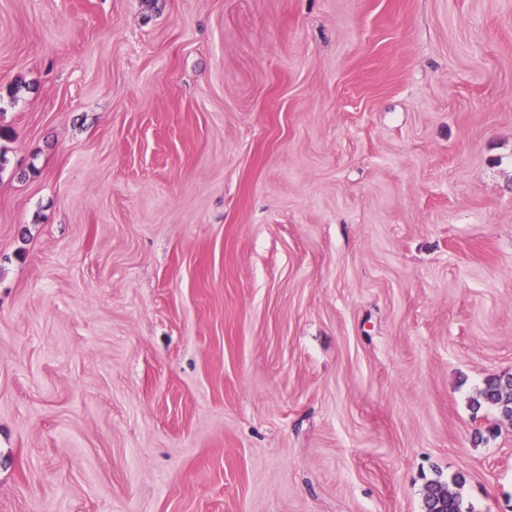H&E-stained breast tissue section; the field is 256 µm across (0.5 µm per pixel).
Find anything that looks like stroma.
<instances>
[{
    "instance_id": "35a3bbf8",
    "label": "stroma",
    "mask_w": 512,
    "mask_h": 512,
    "mask_svg": "<svg viewBox=\"0 0 512 512\" xmlns=\"http://www.w3.org/2000/svg\"><path fill=\"white\" fill-rule=\"evenodd\" d=\"M0 512H512V0H0ZM473 409L493 407L502 417L512 419V376L491 378L472 400ZM463 480L459 477L451 482H442L432 480L428 482L424 489V503L427 510H431L438 503L441 511L444 512H472L471 509L463 511L460 488ZM435 500V503L433 501Z\"/></svg>"
}]
</instances>
